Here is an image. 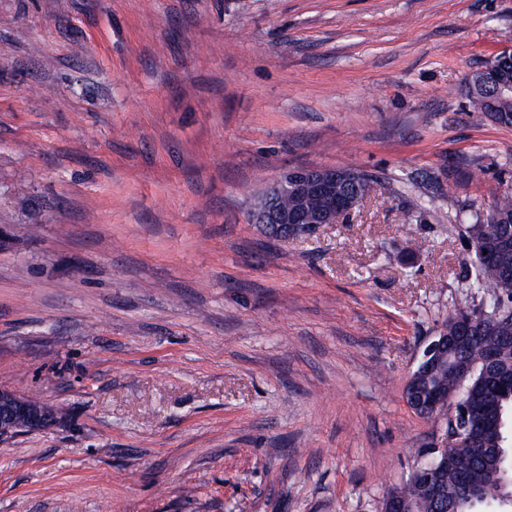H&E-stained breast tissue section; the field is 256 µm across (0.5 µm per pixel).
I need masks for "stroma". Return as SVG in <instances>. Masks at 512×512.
Masks as SVG:
<instances>
[{
    "instance_id": "1",
    "label": "stroma",
    "mask_w": 512,
    "mask_h": 512,
    "mask_svg": "<svg viewBox=\"0 0 512 512\" xmlns=\"http://www.w3.org/2000/svg\"><path fill=\"white\" fill-rule=\"evenodd\" d=\"M512 0H0V512H380L445 435L403 398L480 304L463 215L512 127L463 86ZM377 186L270 241L288 168ZM58 419L56 409L41 398L0 389V439L42 430L55 424Z\"/></svg>"
}]
</instances>
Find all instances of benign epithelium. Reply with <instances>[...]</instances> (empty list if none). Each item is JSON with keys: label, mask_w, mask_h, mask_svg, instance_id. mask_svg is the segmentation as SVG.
<instances>
[{"label": "benign epithelium", "mask_w": 512, "mask_h": 512, "mask_svg": "<svg viewBox=\"0 0 512 512\" xmlns=\"http://www.w3.org/2000/svg\"><path fill=\"white\" fill-rule=\"evenodd\" d=\"M336 167L296 166L283 172L268 187L265 208L252 212L254 224L266 229H274L279 239H290L301 229L311 224H339L349 220L350 207L336 198ZM292 197L295 204L288 209L280 206V201ZM319 201V207L312 208L308 202ZM448 323L455 327L454 335H448L445 329H439L428 338L426 347L416 368L409 374L403 387V397L407 405L421 418L440 420L445 410H450L446 418V441L430 449L426 456L438 459L440 466L448 464V459L461 456L467 449L463 431L479 421V414L473 412L472 401L458 404V400L471 395L467 385L473 369L460 366L455 370L458 387L464 392L450 397L439 389L428 393L427 399L415 398L411 388L415 376L422 372H436L444 367L445 361L454 360L459 354L461 344L469 341L480 324L474 319L463 320L449 315ZM512 345V336H500L497 342L487 346L484 356L485 385L491 390H511L512 370L499 366L501 352ZM58 420L56 409L44 400L29 395H19L8 389H0V439L26 431H38L55 424ZM420 492V498L406 501L395 495L386 496L381 503L380 512H421V504L442 501L448 495V489L438 479L437 468L417 467L410 475Z\"/></svg>", "instance_id": "1"}]
</instances>
